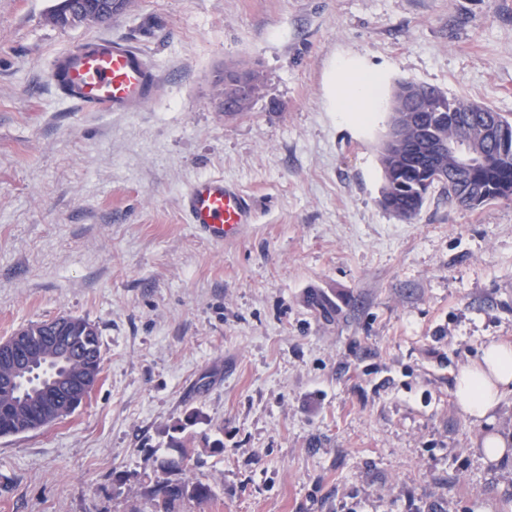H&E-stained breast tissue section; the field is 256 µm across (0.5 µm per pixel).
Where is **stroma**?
I'll list each match as a JSON object with an SVG mask.
<instances>
[{
    "mask_svg": "<svg viewBox=\"0 0 512 512\" xmlns=\"http://www.w3.org/2000/svg\"><path fill=\"white\" fill-rule=\"evenodd\" d=\"M57 3L0 0V338L82 318L103 371L71 416L0 436V512H153L145 460L191 410L189 478L215 496L180 512H512V454L477 443L512 441V395L488 422L453 395L484 345L512 343V199L435 193L410 222L380 204L397 83L512 120V0H132L67 27ZM99 36L157 72L142 111L51 84V59ZM350 59L380 75L364 125L329 100ZM243 66L260 95L225 112ZM205 176L253 200L235 240L187 222Z\"/></svg>",
    "mask_w": 512,
    "mask_h": 512,
    "instance_id": "stroma-1",
    "label": "stroma"
}]
</instances>
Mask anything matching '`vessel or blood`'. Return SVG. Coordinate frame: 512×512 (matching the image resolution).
<instances>
[{
    "label": "vessel or blood",
    "instance_id": "1",
    "mask_svg": "<svg viewBox=\"0 0 512 512\" xmlns=\"http://www.w3.org/2000/svg\"><path fill=\"white\" fill-rule=\"evenodd\" d=\"M50 78L66 98L92 112L140 111L160 89L136 46L106 36L58 54ZM183 207L189 223L216 241L234 239L255 214L252 200L220 176L192 182Z\"/></svg>",
    "mask_w": 512,
    "mask_h": 512
}]
</instances>
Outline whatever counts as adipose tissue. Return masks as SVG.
<instances>
[{"label":"adipose tissue","mask_w":512,"mask_h":512,"mask_svg":"<svg viewBox=\"0 0 512 512\" xmlns=\"http://www.w3.org/2000/svg\"><path fill=\"white\" fill-rule=\"evenodd\" d=\"M376 73L353 61L338 67L337 91L333 95L338 111L364 118L377 111L379 98ZM512 394V345L492 342L483 347L477 360L461 368L454 397L460 409L475 420L486 419L501 399Z\"/></svg>","instance_id":"1"}]
</instances>
